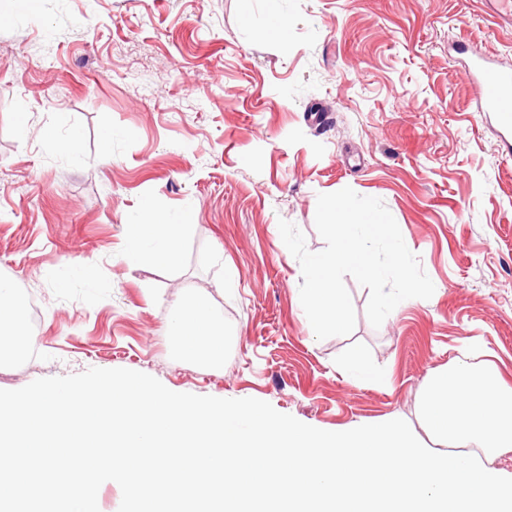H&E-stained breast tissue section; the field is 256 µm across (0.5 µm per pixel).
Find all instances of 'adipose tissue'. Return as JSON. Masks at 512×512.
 Here are the masks:
<instances>
[{
  "label": "adipose tissue",
  "mask_w": 512,
  "mask_h": 512,
  "mask_svg": "<svg viewBox=\"0 0 512 512\" xmlns=\"http://www.w3.org/2000/svg\"><path fill=\"white\" fill-rule=\"evenodd\" d=\"M184 225L146 213L142 223L124 228L127 259L134 265L177 267L182 261ZM171 329L181 354L209 364L224 359V327L205 294L178 306ZM31 346L23 315L11 288L0 282V359L10 357L15 340ZM421 416L442 442L473 443L485 456L512 449V386L504 384L494 364L473 368L460 362L431 375L420 400Z\"/></svg>",
  "instance_id": "adipose-tissue-1"
}]
</instances>
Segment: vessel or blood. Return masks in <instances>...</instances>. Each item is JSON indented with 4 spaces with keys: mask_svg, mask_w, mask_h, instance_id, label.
Returning <instances> with one entry per match:
<instances>
[{
    "mask_svg": "<svg viewBox=\"0 0 512 512\" xmlns=\"http://www.w3.org/2000/svg\"><path fill=\"white\" fill-rule=\"evenodd\" d=\"M477 90L479 109L492 113L504 139H512V65L473 58L465 73Z\"/></svg>",
    "mask_w": 512,
    "mask_h": 512,
    "instance_id": "b4317fda",
    "label": "vessel or blood"
}]
</instances>
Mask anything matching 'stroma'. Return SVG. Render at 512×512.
<instances>
[{
	"label": "stroma",
	"instance_id": "35a3bbf8",
	"mask_svg": "<svg viewBox=\"0 0 512 512\" xmlns=\"http://www.w3.org/2000/svg\"><path fill=\"white\" fill-rule=\"evenodd\" d=\"M471 52L512 61L478 0H0V278L43 312L0 389L127 368L326 431L402 419L443 451L419 407L432 373L490 359L512 384V156ZM346 187L384 202L435 291L376 329L346 278L354 330L320 340L278 222L321 251L317 197ZM149 209L185 224L180 267L127 262ZM199 291L223 313L219 367L170 337Z\"/></svg>",
	"mask_w": 512,
	"mask_h": 512
}]
</instances>
